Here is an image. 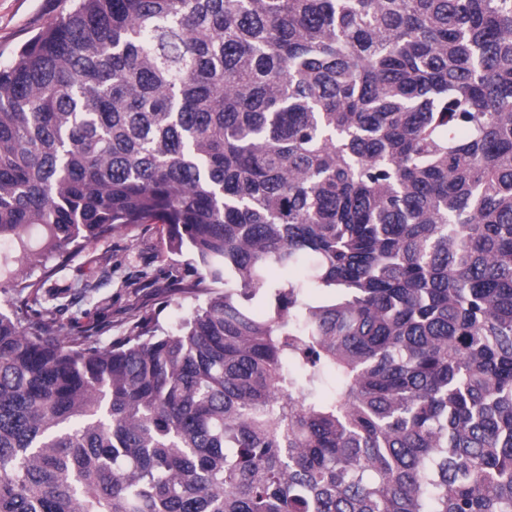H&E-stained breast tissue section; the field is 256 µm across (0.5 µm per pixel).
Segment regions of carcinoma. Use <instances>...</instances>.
<instances>
[{"instance_id": "1", "label": "carcinoma", "mask_w": 512, "mask_h": 512, "mask_svg": "<svg viewBox=\"0 0 512 512\" xmlns=\"http://www.w3.org/2000/svg\"><path fill=\"white\" fill-rule=\"evenodd\" d=\"M132 224L207 298L0 311V512H512V0H75L0 67V240Z\"/></svg>"}]
</instances>
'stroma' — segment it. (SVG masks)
<instances>
[{"label": "stroma", "mask_w": 512, "mask_h": 512, "mask_svg": "<svg viewBox=\"0 0 512 512\" xmlns=\"http://www.w3.org/2000/svg\"><path fill=\"white\" fill-rule=\"evenodd\" d=\"M71 0H0V66L9 65L18 50L66 13ZM161 224H136L81 252L40 265H12L0 271V310L17 309L12 278L21 274L42 284L44 307L57 311L63 336L96 333L107 344L127 336L145 316L164 328L175 327L195 304L183 289L193 281L189 254L166 249Z\"/></svg>", "instance_id": "stroma-1"}]
</instances>
